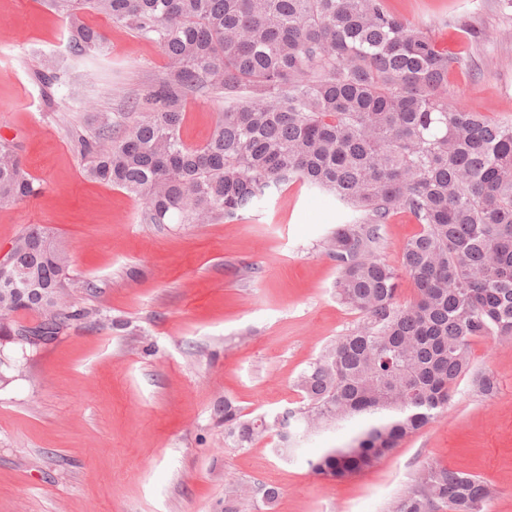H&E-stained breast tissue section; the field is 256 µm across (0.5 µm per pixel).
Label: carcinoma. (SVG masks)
I'll return each instance as SVG.
<instances>
[{"instance_id": "cac0c4a2", "label": "carcinoma", "mask_w": 512, "mask_h": 512, "mask_svg": "<svg viewBox=\"0 0 512 512\" xmlns=\"http://www.w3.org/2000/svg\"><path fill=\"white\" fill-rule=\"evenodd\" d=\"M69 20L74 59L106 51L103 15L160 48L165 70L120 121L104 113L94 132L71 130L84 175L142 202L144 224L232 219L271 189L300 182L360 213L322 242L336 262V299L357 315L294 380L292 407L249 417L229 398L216 409L224 443L240 450L270 437L290 459L340 422L373 421L343 447L307 460L344 479L374 467L447 406L472 372L477 339L512 342V122L458 108L448 76L465 65L439 49L428 26L386 0H52ZM45 87L67 70L44 57ZM217 107L207 141L181 137L185 105ZM12 142L0 140V206L38 196ZM410 215L420 231L401 267L378 251L382 225ZM70 256L31 224L0 264V335L37 350L74 321H114L75 301ZM413 300L400 302L401 279ZM36 316L34 325L13 318ZM474 383L485 397L497 380ZM495 489L475 475L427 465L392 512H485ZM280 488L259 480L224 486L221 512H270Z\"/></svg>"}]
</instances>
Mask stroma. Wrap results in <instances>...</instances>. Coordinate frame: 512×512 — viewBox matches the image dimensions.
I'll return each mask as SVG.
<instances>
[{"label": "stroma", "instance_id": "1", "mask_svg": "<svg viewBox=\"0 0 512 512\" xmlns=\"http://www.w3.org/2000/svg\"><path fill=\"white\" fill-rule=\"evenodd\" d=\"M432 28L439 48L467 65L448 86L458 107L512 121V7L504 0H388ZM109 50L69 59L66 19L45 0H0V134L12 140L43 190L0 207V253L30 224L47 227L71 257L68 286L98 289L88 307L125 321L118 330L72 323L54 342L21 353L0 336V512H214L235 478L278 486L274 512H391L421 466L478 476L497 491L488 512H512V343L473 342L474 371L499 388L481 396L471 378L447 409L363 474L313 475L306 461L345 445L359 423L313 436L293 461L259 443L227 447L214 410L232 398L260 414L298 398L293 381L323 345L351 328L337 302L336 264L319 242L343 213L299 184L265 196L234 220L144 224L124 190L87 180L68 136L98 112L126 111L163 71L153 44L97 15ZM62 58L69 83L47 111L34 71L42 55ZM94 82L97 109L75 92ZM213 105L189 101L181 135L202 145ZM420 229L408 215L382 229L380 257L400 266ZM38 456L40 469L27 461Z\"/></svg>", "mask_w": 512, "mask_h": 512}]
</instances>
